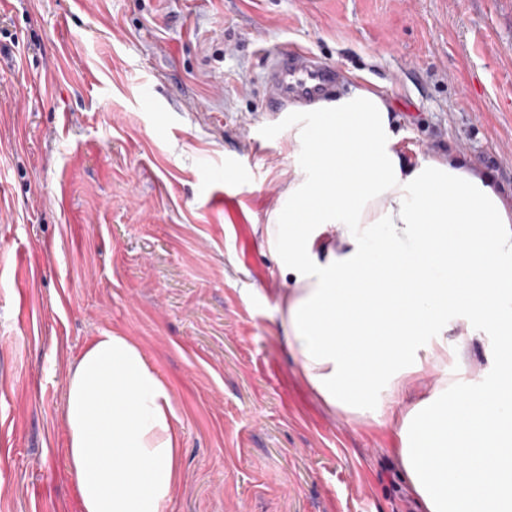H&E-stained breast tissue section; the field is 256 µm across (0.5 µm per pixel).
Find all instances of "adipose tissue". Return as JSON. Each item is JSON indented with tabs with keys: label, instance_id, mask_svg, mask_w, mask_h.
<instances>
[{
	"label": "adipose tissue",
	"instance_id": "ef3b65f1",
	"mask_svg": "<svg viewBox=\"0 0 512 512\" xmlns=\"http://www.w3.org/2000/svg\"><path fill=\"white\" fill-rule=\"evenodd\" d=\"M288 128L320 158L265 227L284 278L283 345L333 411L390 426L418 512H512V203L461 161L407 160L374 92ZM375 264L389 275L371 284ZM452 319L492 343L490 377L416 398L420 377L448 369ZM63 417L79 512H171L173 396L135 342L105 332L85 348Z\"/></svg>",
	"mask_w": 512,
	"mask_h": 512
}]
</instances>
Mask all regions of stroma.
Masks as SVG:
<instances>
[{"instance_id":"stroma-1","label":"stroma","mask_w":512,"mask_h":512,"mask_svg":"<svg viewBox=\"0 0 512 512\" xmlns=\"http://www.w3.org/2000/svg\"><path fill=\"white\" fill-rule=\"evenodd\" d=\"M292 47L512 197V0H0V512H77L65 378L105 331L172 390V512H412L390 429L280 341L264 227L304 164L263 72ZM452 333L449 381H486Z\"/></svg>"}]
</instances>
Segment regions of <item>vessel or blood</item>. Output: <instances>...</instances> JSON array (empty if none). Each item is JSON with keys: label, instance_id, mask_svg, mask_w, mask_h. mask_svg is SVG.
Returning a JSON list of instances; mask_svg holds the SVG:
<instances>
[{"label": "vessel or blood", "instance_id": "1", "mask_svg": "<svg viewBox=\"0 0 512 512\" xmlns=\"http://www.w3.org/2000/svg\"><path fill=\"white\" fill-rule=\"evenodd\" d=\"M341 80L336 66L307 50L296 47L272 53L265 73L267 119L281 120L291 109L313 111L329 100Z\"/></svg>", "mask_w": 512, "mask_h": 512}]
</instances>
